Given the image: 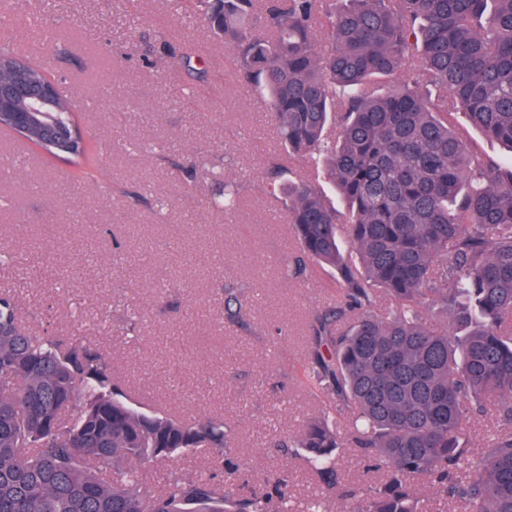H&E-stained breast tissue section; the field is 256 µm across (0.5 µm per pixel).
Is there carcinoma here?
I'll return each instance as SVG.
<instances>
[{"instance_id": "cac0c4a2", "label": "carcinoma", "mask_w": 512, "mask_h": 512, "mask_svg": "<svg viewBox=\"0 0 512 512\" xmlns=\"http://www.w3.org/2000/svg\"><path fill=\"white\" fill-rule=\"evenodd\" d=\"M241 81L268 100L283 155L271 188L285 197L298 253L282 275L315 264L338 284L311 321L308 370L330 399L298 436L321 493L293 504L285 481L249 485L200 473L146 489L145 460L210 449L230 432L140 410L119 393L93 344L30 334L0 294V512H326L343 490L345 444L383 470L350 493L352 512H423L426 478L463 512H512V161L479 154L469 127L512 150V0H206ZM53 91L61 129L77 106L46 72L0 45V80ZM51 158L81 167L89 143L63 150L41 129H15ZM302 160L312 177L277 183ZM336 188L339 210L321 182ZM224 179L211 206L232 212ZM395 310L375 311L379 295ZM240 293L224 288L225 318ZM443 310L446 326L427 313ZM496 425L469 458L473 417Z\"/></svg>"}]
</instances>
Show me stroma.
I'll return each mask as SVG.
<instances>
[{
	"mask_svg": "<svg viewBox=\"0 0 512 512\" xmlns=\"http://www.w3.org/2000/svg\"><path fill=\"white\" fill-rule=\"evenodd\" d=\"M0 28L63 80L91 148L76 168L0 131V156L20 162L0 175V291L40 334L100 348L145 409L224 421L241 477L282 473L293 497L317 493L303 457L270 443L329 405L303 366L312 317L338 288L316 266L282 276L294 241L268 188L281 152L269 106L181 0H17ZM186 55L204 61L203 78L183 68ZM228 176L242 198L227 214L210 200ZM228 284L240 293L233 323ZM142 468L152 489L174 475L225 478L209 450Z\"/></svg>",
	"mask_w": 512,
	"mask_h": 512,
	"instance_id": "obj_1",
	"label": "stroma"
}]
</instances>
